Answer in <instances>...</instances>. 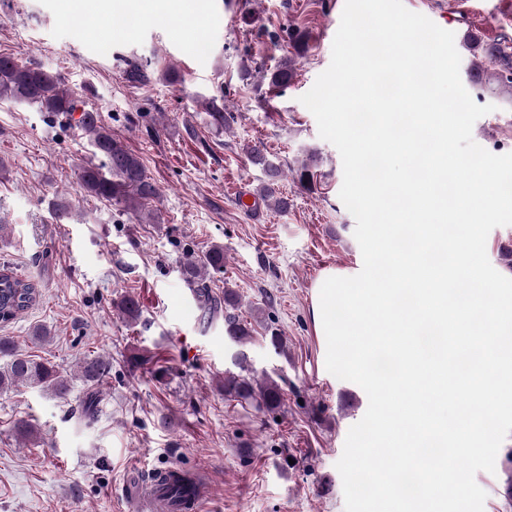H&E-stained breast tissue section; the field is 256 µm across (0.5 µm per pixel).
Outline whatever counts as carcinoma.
I'll use <instances>...</instances> for the list:
<instances>
[{
	"instance_id": "cac0c4a2",
	"label": "carcinoma",
	"mask_w": 512,
	"mask_h": 512,
	"mask_svg": "<svg viewBox=\"0 0 512 512\" xmlns=\"http://www.w3.org/2000/svg\"><path fill=\"white\" fill-rule=\"evenodd\" d=\"M465 46L475 58L470 70L475 84H482L483 79L492 75L512 89V52L500 44L484 43L471 33L465 36ZM292 76V66L286 60L272 73L271 82L285 86L291 82ZM4 100L34 105L40 111L56 116L67 117L77 111L74 98L61 89L56 75L36 65L20 63L10 55L0 54V101ZM79 125L88 136L94 155L99 158V162L91 161L81 169L80 179L85 190L98 199L121 204L127 212L140 215L150 201L159 195L157 186L147 177L140 157L112 137V130L104 124L99 112L82 110ZM247 154L251 163L265 170L269 177L268 182L260 186L257 195L266 202L274 201L277 208H284L286 201L276 196L275 188V181L281 173L280 166L257 148L248 149ZM223 270L224 247L213 245L202 258L187 259L181 275L196 297L203 321L224 317L228 337L244 346L250 342L252 334L235 314L238 305L236 292L229 288L215 292L206 281L207 273H220ZM40 296L35 282L18 275L10 264H0L1 324L16 320L32 308ZM0 354L10 357L6 368L0 370L1 391L25 383L39 385L58 397L68 393V380L54 365L18 353L6 336H0ZM236 366L240 373H224V395L253 402L260 411H272L280 406L283 395L276 382L269 380L260 383L246 375L249 363L245 351L237 353ZM111 368L109 360L94 358L81 364L80 374L85 382L98 383L110 375Z\"/></svg>"
}]
</instances>
